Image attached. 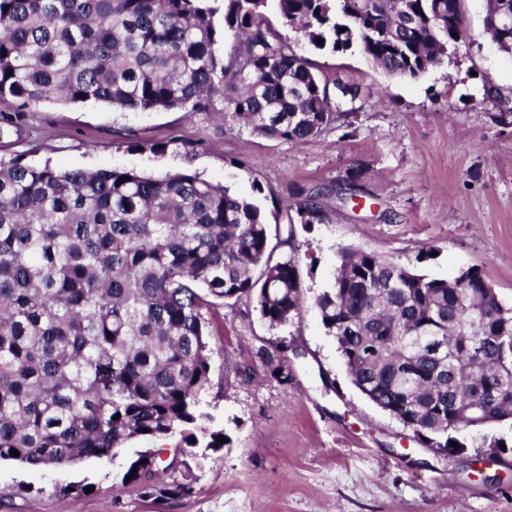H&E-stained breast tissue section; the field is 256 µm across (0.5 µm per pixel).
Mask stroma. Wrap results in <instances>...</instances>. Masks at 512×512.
<instances>
[{"label":"stroma","instance_id":"stroma-1","mask_svg":"<svg viewBox=\"0 0 512 512\" xmlns=\"http://www.w3.org/2000/svg\"><path fill=\"white\" fill-rule=\"evenodd\" d=\"M468 37L418 78H393L359 49L311 48L284 29L294 49L326 80L360 85L348 119L300 141L269 139L210 111L123 112L87 102L39 104L0 114V155L30 164L146 173L197 172L257 204L277 261L296 257L306 305L273 327L253 302L217 300L205 313L212 347L201 395L220 448L155 442L179 456L167 482L188 494L147 497L114 484L144 447L114 458L30 469L0 463V512H512V456L491 459L483 436L512 437L492 425L468 433L464 451L441 454L365 399L351 384L335 338L313 305L331 288L337 251L355 245L397 264L454 278L477 267L512 305V56L486 33V0H463ZM355 181L347 201L336 189ZM318 193L325 218L288 226L297 192ZM91 486L81 497L68 485Z\"/></svg>","mask_w":512,"mask_h":512}]
</instances>
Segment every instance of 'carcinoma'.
Instances as JSON below:
<instances>
[{
    "label": "carcinoma",
    "mask_w": 512,
    "mask_h": 512,
    "mask_svg": "<svg viewBox=\"0 0 512 512\" xmlns=\"http://www.w3.org/2000/svg\"><path fill=\"white\" fill-rule=\"evenodd\" d=\"M349 2L0 0V112L51 101L206 112L220 94L252 133L301 141L354 112L360 87L315 74L272 29L269 6L313 48L354 44L410 79L468 35L462 0H361L364 13ZM502 9L512 15V0H487L484 28L511 54ZM287 211L291 229L322 220L311 194ZM431 253L401 266L341 247L333 285L314 306L351 383L448 454L466 447L471 422L512 424V305L476 267L461 288L422 273ZM243 298L272 327L302 310L296 260L272 261L256 204L195 173L0 156V460L65 467L176 434L183 448L206 437V447H223L200 401L212 352L204 310ZM478 389L482 411L470 416ZM176 467L146 448L121 487L178 496L184 485L163 482Z\"/></svg>",
    "instance_id": "cac0c4a2"
}]
</instances>
